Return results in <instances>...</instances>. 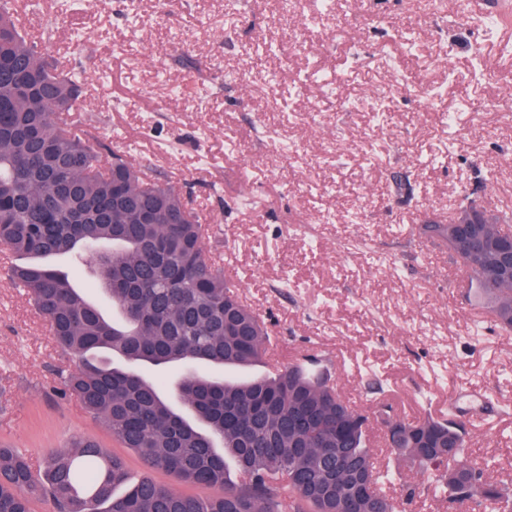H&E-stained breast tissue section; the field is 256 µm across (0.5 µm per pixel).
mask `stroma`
Masks as SVG:
<instances>
[{"mask_svg": "<svg viewBox=\"0 0 512 512\" xmlns=\"http://www.w3.org/2000/svg\"><path fill=\"white\" fill-rule=\"evenodd\" d=\"M31 35L67 63L83 109L74 118L151 179L187 198L208 255L271 339L249 379L321 353L330 382L372 423L367 446L401 501L415 475L387 447L375 418H444L456 391L489 406L466 425L472 458L512 479V328L459 293V267L421 224L447 223L477 193L512 223V67L501 24L456 10L432 22L417 0H304L294 23L276 0H15ZM240 22L224 33V15ZM278 51L258 50L262 38ZM166 81H158L157 71ZM336 93L323 100L317 80ZM181 87L179 96L169 84ZM482 99L480 112L457 109ZM0 248V442L35 462L73 439L141 461L73 399L56 370L75 358L12 282Z\"/></svg>", "mask_w": 512, "mask_h": 512, "instance_id": "stroma-1", "label": "stroma"}]
</instances>
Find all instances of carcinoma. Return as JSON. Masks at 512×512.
Returning <instances> with one entry per match:
<instances>
[{
  "instance_id": "1",
  "label": "carcinoma",
  "mask_w": 512,
  "mask_h": 512,
  "mask_svg": "<svg viewBox=\"0 0 512 512\" xmlns=\"http://www.w3.org/2000/svg\"><path fill=\"white\" fill-rule=\"evenodd\" d=\"M12 11L11 0H0V245L25 258L9 267L10 277L27 289L64 354L107 349L128 364L88 360L61 370L60 391L138 454L143 475L118 496L128 482L126 462L93 441L51 453L43 473L32 458L0 446V512H33L39 496L52 498L57 512H395L376 485L359 413L329 379L299 366L241 384L190 372L178 398L200 429L133 370L251 365L269 334L238 300L224 266L206 255L205 228L187 219L182 193L146 181L126 156H103L100 141L57 121L76 105L77 86L41 42L15 27ZM422 231L450 247L458 225L424 224ZM471 237L455 261L474 296L512 328V270L499 262L512 231L473 224ZM78 251L91 257L112 316L47 262ZM454 425L432 417L395 423L386 439L447 494L454 512L469 504L512 512V485L470 461ZM226 452L237 462V482L226 475ZM156 471L202 493L161 484Z\"/></svg>"
}]
</instances>
